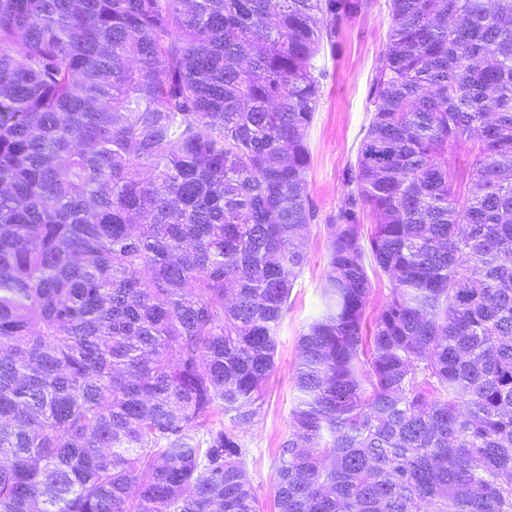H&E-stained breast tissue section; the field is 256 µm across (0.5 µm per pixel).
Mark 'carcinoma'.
I'll list each match as a JSON object with an SVG mask.
<instances>
[{"mask_svg":"<svg viewBox=\"0 0 512 512\" xmlns=\"http://www.w3.org/2000/svg\"><path fill=\"white\" fill-rule=\"evenodd\" d=\"M389 2L278 506L512 512V0ZM363 5L0 0V512H260L239 428L317 218L314 59ZM369 274L373 281V293L366 311V318L368 322L371 321L373 315H376L379 311V308L383 303V297L388 293L387 288L389 287L388 279L383 273L375 276L372 274V271L369 270Z\"/></svg>","mask_w":512,"mask_h":512,"instance_id":"1","label":"carcinoma"}]
</instances>
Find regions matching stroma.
<instances>
[{
  "instance_id": "35a3bbf8",
  "label": "stroma",
  "mask_w": 512,
  "mask_h": 512,
  "mask_svg": "<svg viewBox=\"0 0 512 512\" xmlns=\"http://www.w3.org/2000/svg\"><path fill=\"white\" fill-rule=\"evenodd\" d=\"M391 25L388 0H364L362 10L343 25L338 48H323L317 57L323 97L307 131V143L311 157L308 193L318 217L306 232L309 259L292 291L277 337L276 369L266 383L261 417L241 431L249 450L246 466L262 512H279L274 455L289 431L295 403L298 340L320 310L327 261L326 224L348 192L344 175L356 163L373 116V82Z\"/></svg>"
}]
</instances>
